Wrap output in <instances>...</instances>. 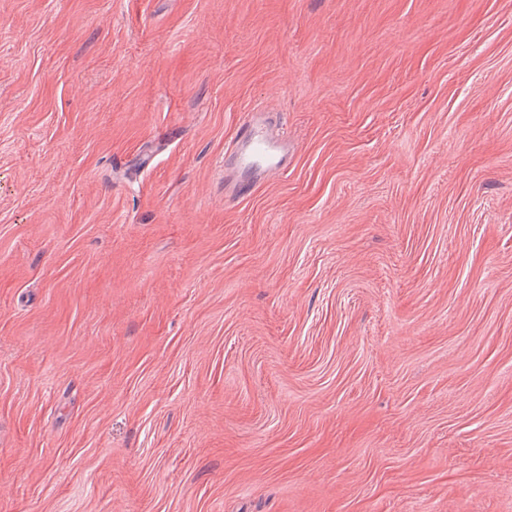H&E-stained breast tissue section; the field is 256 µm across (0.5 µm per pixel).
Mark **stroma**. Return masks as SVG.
Returning a JSON list of instances; mask_svg holds the SVG:
<instances>
[{
  "label": "stroma",
  "mask_w": 512,
  "mask_h": 512,
  "mask_svg": "<svg viewBox=\"0 0 512 512\" xmlns=\"http://www.w3.org/2000/svg\"><path fill=\"white\" fill-rule=\"evenodd\" d=\"M0 512H512V0H0ZM282 139L269 135L267 125L248 114L237 132V142L230 153L237 157L239 175L232 184L231 199L247 197L256 191L264 177L285 167ZM247 176V179L244 177Z\"/></svg>",
  "instance_id": "stroma-1"
}]
</instances>
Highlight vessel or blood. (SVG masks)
Masks as SVG:
<instances>
[{
  "label": "vessel or blood",
  "mask_w": 512,
  "mask_h": 512,
  "mask_svg": "<svg viewBox=\"0 0 512 512\" xmlns=\"http://www.w3.org/2000/svg\"><path fill=\"white\" fill-rule=\"evenodd\" d=\"M232 152L238 167V176L232 184L237 199L252 194L267 174L285 167L286 155L281 143L251 114L241 122Z\"/></svg>",
  "instance_id": "vessel-or-blood-1"
}]
</instances>
